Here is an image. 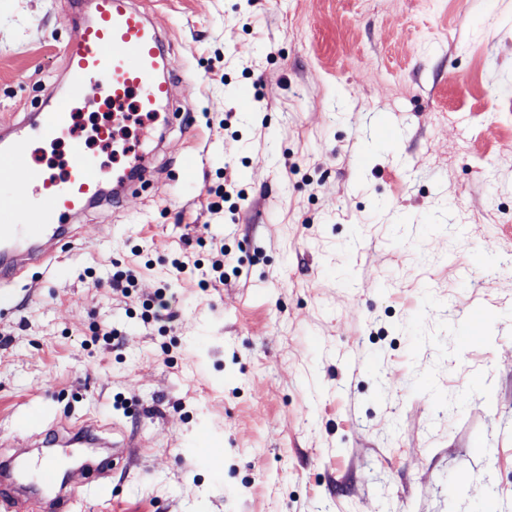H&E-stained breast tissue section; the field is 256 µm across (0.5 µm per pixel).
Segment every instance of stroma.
<instances>
[{"label":"stroma","instance_id":"1","mask_svg":"<svg viewBox=\"0 0 512 512\" xmlns=\"http://www.w3.org/2000/svg\"><path fill=\"white\" fill-rule=\"evenodd\" d=\"M131 2L175 95L77 116L147 176L0 288V461L87 423L136 450L72 512H512V0ZM91 11L0 0V133Z\"/></svg>","mask_w":512,"mask_h":512}]
</instances>
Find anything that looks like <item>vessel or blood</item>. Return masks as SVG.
Instances as JSON below:
<instances>
[{
    "label": "vessel or blood",
    "instance_id": "b4317fda",
    "mask_svg": "<svg viewBox=\"0 0 512 512\" xmlns=\"http://www.w3.org/2000/svg\"><path fill=\"white\" fill-rule=\"evenodd\" d=\"M67 100L56 102L27 123V129L0 139V285L18 267L42 261L49 236L60 235L71 215L98 199L103 170L74 153L61 172L30 164L33 140L57 143L71 133L73 104L131 102L135 112L153 116L171 95L160 79L159 33L129 0H96L94 15L67 43Z\"/></svg>",
    "mask_w": 512,
    "mask_h": 512
}]
</instances>
